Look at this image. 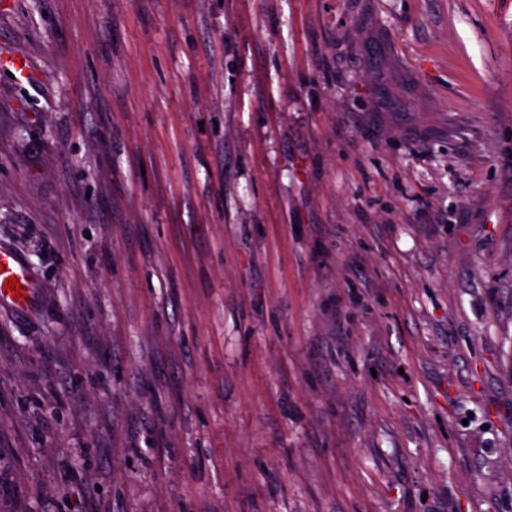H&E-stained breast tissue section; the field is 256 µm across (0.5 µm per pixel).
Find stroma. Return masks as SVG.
<instances>
[{"label": "stroma", "mask_w": 512, "mask_h": 512, "mask_svg": "<svg viewBox=\"0 0 512 512\" xmlns=\"http://www.w3.org/2000/svg\"><path fill=\"white\" fill-rule=\"evenodd\" d=\"M0 512H512V0H0ZM0 265L4 266V270L0 269V301L7 300L16 309L23 310L28 307L34 290L30 272L22 259L9 251L0 250ZM12 277H16L22 286L24 294L20 297L12 296V292L8 293V290H3L5 281H9V278Z\"/></svg>", "instance_id": "1"}]
</instances>
